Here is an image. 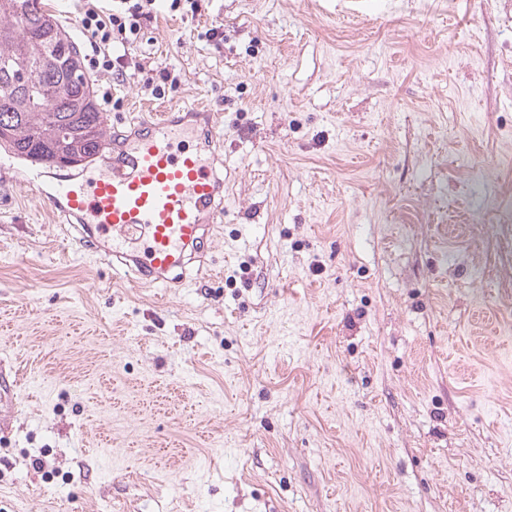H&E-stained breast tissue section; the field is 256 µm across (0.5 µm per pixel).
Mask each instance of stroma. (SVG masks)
<instances>
[{"label":"stroma","mask_w":512,"mask_h":512,"mask_svg":"<svg viewBox=\"0 0 512 512\" xmlns=\"http://www.w3.org/2000/svg\"><path fill=\"white\" fill-rule=\"evenodd\" d=\"M89 81L221 117L217 274L0 176V512H512V0L161 5Z\"/></svg>","instance_id":"35a3bbf8"}]
</instances>
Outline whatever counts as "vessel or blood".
<instances>
[{"mask_svg": "<svg viewBox=\"0 0 512 512\" xmlns=\"http://www.w3.org/2000/svg\"><path fill=\"white\" fill-rule=\"evenodd\" d=\"M142 125L133 141L113 145L108 165L58 177L44 199L61 217L111 240L113 261L132 267L148 287L152 274L185 269L207 225L224 221L208 155L209 146H222L224 130L209 115L208 146H186L196 130L170 106Z\"/></svg>", "mask_w": 512, "mask_h": 512, "instance_id": "b4317fda", "label": "vessel or blood"}]
</instances>
